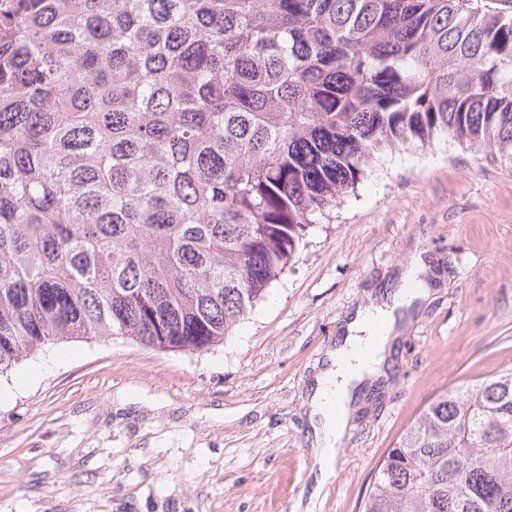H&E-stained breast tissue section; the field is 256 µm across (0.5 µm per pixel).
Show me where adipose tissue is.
I'll use <instances>...</instances> for the list:
<instances>
[{
  "instance_id": "ef3b65f1",
  "label": "adipose tissue",
  "mask_w": 512,
  "mask_h": 512,
  "mask_svg": "<svg viewBox=\"0 0 512 512\" xmlns=\"http://www.w3.org/2000/svg\"><path fill=\"white\" fill-rule=\"evenodd\" d=\"M425 268L422 254H415L403 274V288L379 300L369 299L348 317L339 343L326 351L322 366L309 385L305 406L314 423L310 455L318 468V486H325L333 474L348 425L353 388L381 371L384 350L396 328V309L411 305L426 294L418 279Z\"/></svg>"
}]
</instances>
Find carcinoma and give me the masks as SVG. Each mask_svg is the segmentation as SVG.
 Instances as JSON below:
<instances>
[{"instance_id":"cac0c4a2","label":"carcinoma","mask_w":512,"mask_h":512,"mask_svg":"<svg viewBox=\"0 0 512 512\" xmlns=\"http://www.w3.org/2000/svg\"><path fill=\"white\" fill-rule=\"evenodd\" d=\"M512 161V6L0 0V376L205 352L388 152ZM359 512H512V370L442 390Z\"/></svg>"}]
</instances>
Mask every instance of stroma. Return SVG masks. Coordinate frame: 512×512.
<instances>
[{
	"label": "stroma",
	"instance_id": "obj_1",
	"mask_svg": "<svg viewBox=\"0 0 512 512\" xmlns=\"http://www.w3.org/2000/svg\"><path fill=\"white\" fill-rule=\"evenodd\" d=\"M309 239L211 351L74 340L0 381V512H358L436 390L512 368V163L443 139L381 156ZM418 251L431 294L398 309L384 385L353 391L336 476L311 498L315 365Z\"/></svg>",
	"mask_w": 512,
	"mask_h": 512
}]
</instances>
